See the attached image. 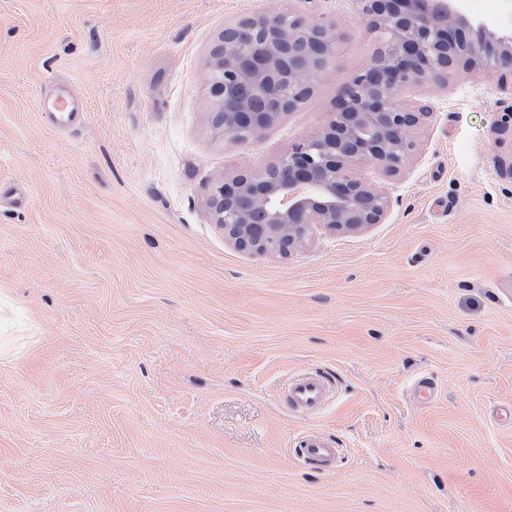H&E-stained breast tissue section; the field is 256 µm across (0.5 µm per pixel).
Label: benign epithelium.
<instances>
[{
    "mask_svg": "<svg viewBox=\"0 0 512 512\" xmlns=\"http://www.w3.org/2000/svg\"><path fill=\"white\" fill-rule=\"evenodd\" d=\"M502 22L471 19L465 0H361L379 45L372 66L345 86L325 130L257 172L241 167L213 185L208 208L241 251L286 255L315 227L361 233L386 218L389 198L352 172L358 159L398 176L418 149L421 113L398 99L406 85L442 86L456 67L512 70V0ZM241 36L215 45L208 86L215 126L248 141L301 103L335 55L336 33L290 14L243 19Z\"/></svg>",
    "mask_w": 512,
    "mask_h": 512,
    "instance_id": "obj_1",
    "label": "benign epithelium"
}]
</instances>
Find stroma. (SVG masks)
Segmentation results:
<instances>
[{"instance_id": "obj_1", "label": "stroma", "mask_w": 512, "mask_h": 512, "mask_svg": "<svg viewBox=\"0 0 512 512\" xmlns=\"http://www.w3.org/2000/svg\"><path fill=\"white\" fill-rule=\"evenodd\" d=\"M282 12L335 26L334 61L226 138L210 52ZM375 52L359 0H0V512H512V73L401 92L418 150L355 164L390 200L364 233L252 255L206 207L318 135ZM61 81L90 106L66 133L35 97ZM316 370L324 408L288 407ZM311 432L334 468L298 457Z\"/></svg>"}]
</instances>
